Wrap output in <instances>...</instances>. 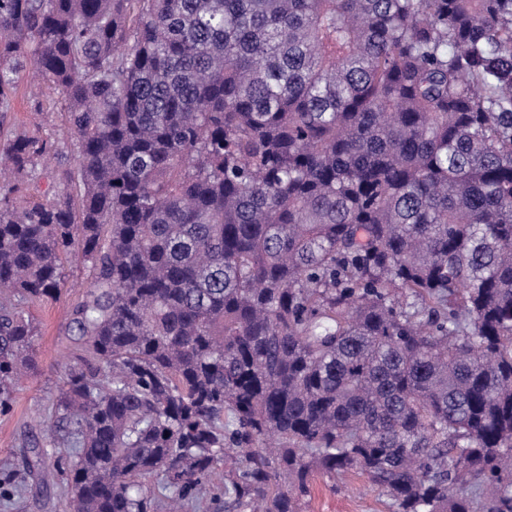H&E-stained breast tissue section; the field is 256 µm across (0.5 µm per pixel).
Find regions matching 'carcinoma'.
I'll list each match as a JSON object with an SVG mask.
<instances>
[{
    "mask_svg": "<svg viewBox=\"0 0 512 512\" xmlns=\"http://www.w3.org/2000/svg\"><path fill=\"white\" fill-rule=\"evenodd\" d=\"M74 265L72 512H512V0H0L1 415ZM42 88L36 83H22L16 94V112H12L13 121L19 126L32 127L34 124L42 123L43 129L52 138L58 140H70L71 134L67 125L62 121L60 112H66L68 103L62 96L55 98L54 109L56 114L47 123L43 116L34 110V103L42 100ZM306 512H394L389 499L357 472L333 480L316 475Z\"/></svg>",
    "mask_w": 512,
    "mask_h": 512,
    "instance_id": "1",
    "label": "carcinoma"
}]
</instances>
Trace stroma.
<instances>
[{"mask_svg": "<svg viewBox=\"0 0 512 512\" xmlns=\"http://www.w3.org/2000/svg\"><path fill=\"white\" fill-rule=\"evenodd\" d=\"M41 97L40 85L22 83L16 94V110L12 114L14 122L25 127L39 123L52 138L70 139V131L60 117L68 107L65 98L56 97L55 113L46 120L34 110L35 102ZM85 278L82 269H69L61 297L33 311L38 328L35 366L21 379L11 412L0 415V480L16 464L30 438L45 442L52 432L50 424L39 423L38 418L49 413L65 379L67 360L63 351L68 343V325L72 308L84 292ZM306 510L394 512L389 499L371 487L364 475L356 472L334 481L316 475ZM0 512H70L66 485L58 478L45 484L38 478H27L20 494L8 502L0 500Z\"/></svg>", "mask_w": 512, "mask_h": 512, "instance_id": "obj_1", "label": "stroma"}]
</instances>
